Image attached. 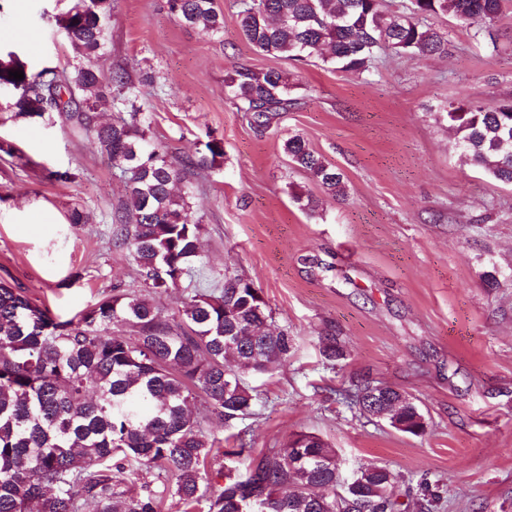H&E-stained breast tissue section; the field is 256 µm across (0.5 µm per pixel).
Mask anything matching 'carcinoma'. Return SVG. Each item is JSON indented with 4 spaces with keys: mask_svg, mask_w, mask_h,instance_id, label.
Segmentation results:
<instances>
[{
    "mask_svg": "<svg viewBox=\"0 0 512 512\" xmlns=\"http://www.w3.org/2000/svg\"><path fill=\"white\" fill-rule=\"evenodd\" d=\"M508 0H409L401 12L383 0H239L247 42L258 52L325 64L371 76L378 54L441 56L447 35L428 18L448 15L493 36ZM182 24L215 37L224 14L215 0H167ZM112 0H70L59 21L73 58L69 67L33 73L18 60L7 70L14 117L58 113L92 132L94 143L124 181L126 202L115 216V246L136 264L142 289L112 287L92 307L56 320L24 289L0 281V512H244L248 501L263 512H401L393 494L399 475L383 466H362L353 479L359 491L341 497L336 450L312 433L294 435L282 448L253 454L232 434L235 446H215L204 432L213 413L227 422L251 414L253 389L245 382L288 360L293 339L265 329L270 311L259 289L233 272L212 293L194 292L165 316L153 296L181 284L201 257L202 224L189 195L176 186L187 173L215 165L223 142L211 139L195 157L176 161L149 141V127L134 111L110 123L94 113L132 102L146 75L133 81L125 68H101L109 45ZM227 95L260 129L271 126L296 99L288 72L238 66L225 79ZM466 157L496 180L512 184V101L494 107L471 103L447 113ZM284 153L321 189L345 195L342 173L298 134L284 140ZM129 325L133 335L112 330ZM235 337L233 349L224 347ZM328 361L343 356L337 338L320 340ZM201 397L205 412L190 401ZM224 457L212 468L211 462ZM157 468L172 483L136 488L140 474Z\"/></svg>",
    "mask_w": 512,
    "mask_h": 512,
    "instance_id": "carcinoma-1",
    "label": "carcinoma"
}]
</instances>
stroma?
Here are the masks:
<instances>
[{
	"mask_svg": "<svg viewBox=\"0 0 512 512\" xmlns=\"http://www.w3.org/2000/svg\"><path fill=\"white\" fill-rule=\"evenodd\" d=\"M68 0H0V57L30 70L66 66L58 26ZM224 37L172 16L166 0H112L103 68L149 72L136 108L155 144L176 160L219 139V166L185 183L202 230V259L181 288L157 298L163 314L185 294L217 288L233 271L259 288L272 325L288 329L286 364L248 376L252 415L209 417L208 437L245 433L255 451L294 433L319 435L344 473L375 464L401 475L407 512H512V185L463 154L448 126L449 104L492 107L512 99V0L493 40L478 41L448 16L446 56L381 52L374 75L340 72L312 58L259 53L242 35L237 0H216ZM288 71L297 101L256 130L227 100L232 67ZM0 89V281L66 320L113 285L140 278L112 240L111 216L125 186L92 138L60 115L15 119ZM300 135L344 175L332 197L283 151ZM14 156H7L5 147ZM70 171L68 182L51 179ZM317 198L303 213L293 192ZM87 224L67 220L73 206ZM335 334L345 356L326 363L319 339ZM399 388L422 407L424 435L361 417L338 392L360 381Z\"/></svg>",
	"mask_w": 512,
	"mask_h": 512,
	"instance_id": "stroma-1",
	"label": "stroma"
}]
</instances>
